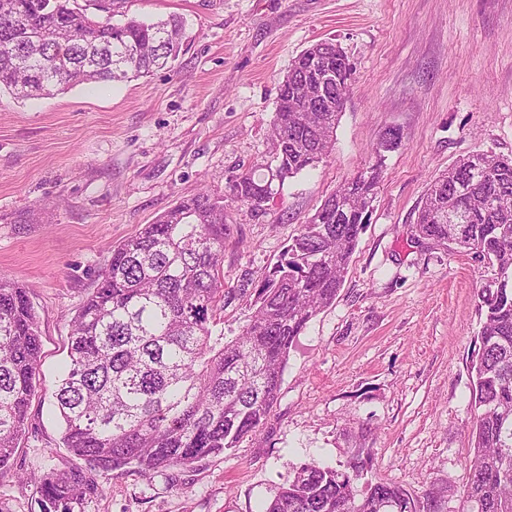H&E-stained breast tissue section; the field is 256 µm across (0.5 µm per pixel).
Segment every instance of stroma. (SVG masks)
I'll use <instances>...</instances> for the list:
<instances>
[{
	"label": "stroma",
	"mask_w": 512,
	"mask_h": 512,
	"mask_svg": "<svg viewBox=\"0 0 512 512\" xmlns=\"http://www.w3.org/2000/svg\"><path fill=\"white\" fill-rule=\"evenodd\" d=\"M127 10L183 19L170 67L32 99L0 91V277L29 287L42 332L36 432L0 474V512H40L35 486L13 473L65 463L47 453L60 438L51 393L71 320L113 249L180 198L223 194L268 160L278 86L327 39L354 66L335 145L265 211L227 202L224 277L255 288L396 130L336 301L292 347L260 435L190 469L100 476L88 512H260L291 466L358 455L372 460L368 480L418 499L442 488L441 512H461L476 294L492 271L415 244L413 226L433 177L479 150L512 156V0H129Z\"/></svg>",
	"instance_id": "obj_1"
}]
</instances>
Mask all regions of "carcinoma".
<instances>
[{"label":"carcinoma","instance_id":"obj_1","mask_svg":"<svg viewBox=\"0 0 512 512\" xmlns=\"http://www.w3.org/2000/svg\"><path fill=\"white\" fill-rule=\"evenodd\" d=\"M127 0H0V90L21 99L76 85L124 82L165 67L184 45L174 15L127 16ZM116 16L124 17L114 23ZM353 66L331 40L301 52L279 85L270 160L228 185L259 213L285 180L332 150ZM299 225L253 294L224 279V197L182 199L112 250L71 321L68 370L52 391L69 466L37 475L40 512H84L98 477L190 468L265 428L290 350L344 282L381 181L384 152ZM491 170L477 180L476 164ZM415 239L473 255L502 275L477 292L482 317L470 364L469 479L462 512H512V158L478 151L429 184ZM249 295L251 314L224 335V304ZM41 362L28 289L0 277V470L29 433ZM369 460L295 467L262 512H438L397 483L369 482Z\"/></svg>","mask_w":512,"mask_h":512}]
</instances>
